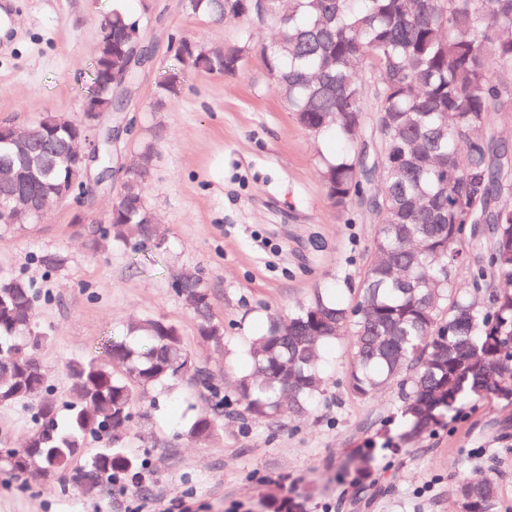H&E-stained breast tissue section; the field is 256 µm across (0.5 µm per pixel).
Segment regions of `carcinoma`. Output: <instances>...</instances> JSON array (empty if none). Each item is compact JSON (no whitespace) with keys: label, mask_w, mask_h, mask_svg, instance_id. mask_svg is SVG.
I'll return each instance as SVG.
<instances>
[{"label":"carcinoma","mask_w":512,"mask_h":512,"mask_svg":"<svg viewBox=\"0 0 512 512\" xmlns=\"http://www.w3.org/2000/svg\"><path fill=\"white\" fill-rule=\"evenodd\" d=\"M198 16L243 20L249 0H185ZM277 28L273 42L223 46L233 76L255 56L295 121L314 140L339 139L344 149L322 155L318 175L338 215L357 199H374L377 225L360 287L344 302L316 293L288 314V326L269 317L265 332L246 340L247 364L235 372L231 397L192 360L180 330L159 318L132 320L103 358L66 366L71 400L59 428V406L48 373L33 350L49 340L36 326L38 291L20 274L0 276V406L31 403L36 412L25 447L26 470H50L86 496L109 482L139 485L144 462L119 436L157 389L182 378L206 389L214 415L190 421L186 435L209 440L232 405L250 420L273 423L302 416L325 392L320 362L342 337L353 336L346 386L368 399L399 390L406 435L429 427L467 399L496 394L512 400V146L501 139L494 115L512 112V0H268ZM112 52L97 48L86 98L112 109L107 68L133 83L119 48L142 31L141 19L114 0L107 16ZM25 146L0 142V160L15 170L33 162L42 170L27 182L33 194L54 193L81 175L66 163L67 117L46 113L26 128ZM151 127L139 139L137 172L128 174L112 206V222L86 234L89 248L108 241L159 248L164 229L153 222L146 187L155 143ZM47 271L64 267L61 251L44 252ZM177 295L191 297L197 336L225 348L214 294L194 275ZM110 444L88 450L87 440ZM373 458L350 460L358 482ZM464 512H498L497 486L462 482ZM271 512H306L304 499L268 501Z\"/></svg>","instance_id":"obj_1"}]
</instances>
